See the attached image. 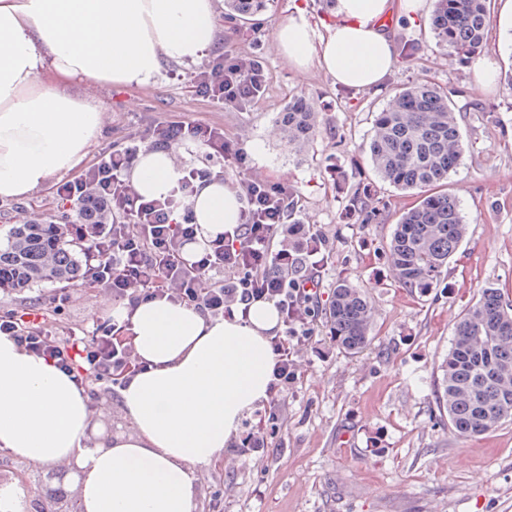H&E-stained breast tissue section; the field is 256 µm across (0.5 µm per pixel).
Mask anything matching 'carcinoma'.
<instances>
[{
  "mask_svg": "<svg viewBox=\"0 0 512 512\" xmlns=\"http://www.w3.org/2000/svg\"><path fill=\"white\" fill-rule=\"evenodd\" d=\"M266 0H227L231 15L252 18ZM489 0H434L431 26L451 58L471 65L489 48ZM288 149L300 153L316 133L317 111L298 97L279 113ZM366 149L379 180L419 193L404 212L388 243L395 279L408 288L433 286L468 234L459 202L430 193L459 165L464 141L454 106L438 85L411 83L391 107L376 114ZM85 280V264L63 225L48 222L11 227L0 246V288L45 283L74 285ZM330 334L350 353L369 342L368 302L352 283L334 288L327 312ZM442 403L451 428L465 437L494 431L512 420V304L497 288L481 292L455 326L448 356L441 363Z\"/></svg>",
  "mask_w": 512,
  "mask_h": 512,
  "instance_id": "obj_1",
  "label": "carcinoma"
}]
</instances>
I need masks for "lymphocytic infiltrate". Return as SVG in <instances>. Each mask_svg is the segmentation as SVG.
I'll return each mask as SVG.
<instances>
[{"label": "lymphocytic infiltrate", "instance_id": "f902f5d3", "mask_svg": "<svg viewBox=\"0 0 512 512\" xmlns=\"http://www.w3.org/2000/svg\"><path fill=\"white\" fill-rule=\"evenodd\" d=\"M191 81L204 96L237 108L262 94L267 72L260 57L222 54L208 60ZM176 145L195 146L208 157L239 165L245 162L243 150L225 140L222 127L200 120L162 122L146 142L112 147L94 164L59 182L57 193L75 206L74 221L82 226L77 238L93 281L109 288L116 302L132 308L146 299L165 298L216 318L245 316L258 301L275 305L284 331L269 339L275 356L272 381L266 402L241 441L238 453L245 457L268 447L288 386L296 378L293 352L317 338L312 283L318 262L308 256L305 244L311 241L326 251V236L311 227L301 244L279 241L293 188L243 175L236 182L244 202L241 224L210 241L198 259H189L185 247L194 240L195 227L175 222L173 216L211 179L210 169L181 166L172 193L152 201L143 200L129 178L142 147ZM0 334L52 359L80 387L94 380L120 388L144 368L126 323L110 318L97 321L84 336L63 339L42 310L31 306L1 315Z\"/></svg>", "mask_w": 512, "mask_h": 512}]
</instances>
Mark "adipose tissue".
<instances>
[{
	"label": "adipose tissue",
	"mask_w": 512,
	"mask_h": 512,
	"mask_svg": "<svg viewBox=\"0 0 512 512\" xmlns=\"http://www.w3.org/2000/svg\"><path fill=\"white\" fill-rule=\"evenodd\" d=\"M424 0H336L314 26L294 0L275 43L297 72L317 63L336 84L376 87L395 48L384 26L412 20ZM217 0H0V201L19 200L76 167L101 133V105L38 83L40 69L95 85L145 86L163 63H192L216 43ZM174 154L143 150L131 170L147 200L177 181ZM196 257L241 222L243 202L217 177L189 201ZM144 371L121 390L131 432L98 431L89 397L52 360L0 335V450L34 466L77 470L79 512H196L195 465L222 460L243 415L266 399L276 308L210 318L168 299L116 307Z\"/></svg>",
	"instance_id": "adipose-tissue-1"
}]
</instances>
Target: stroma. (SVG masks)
Wrapping results in <instances>:
<instances>
[{
	"mask_svg": "<svg viewBox=\"0 0 512 512\" xmlns=\"http://www.w3.org/2000/svg\"><path fill=\"white\" fill-rule=\"evenodd\" d=\"M289 0H268L251 20L222 23L218 52L260 54L268 74L264 93L240 109L203 97L186 77L190 64L164 65L149 85H82L105 108L104 127L86 160L105 148L145 137L160 121L204 120L247 156L244 168L215 162L217 175L236 182L246 173L292 186L298 219L321 226L328 261L321 264L316 307L318 342L299 346L297 380L289 384L268 452L195 470L198 512H512V421L479 437L456 434L440 405V365L454 328L483 288L512 303V38L490 31L494 88L473 89L476 66L446 55L430 28L431 7L415 22L394 19L397 44L411 43V62L397 61L380 88L336 86L318 65L297 73L278 51L274 30ZM448 90L465 143L447 191L469 226L466 240L428 290L394 278L387 245L415 194L376 180L365 146L377 112L395 91L417 81ZM320 109L318 131L302 154L290 152L275 119L295 96ZM370 186L360 219L342 215L357 189ZM63 208L55 186L31 197L0 201V241L17 224L42 222ZM361 289L371 307L368 346L351 354L332 339L325 309L338 280ZM62 323L77 332L111 317L109 288L71 286ZM93 419L120 433L130 423L121 396L92 383Z\"/></svg>",
	"mask_w": 512,
	"mask_h": 512,
	"instance_id": "35a3bbf8",
	"label": "stroma"
}]
</instances>
